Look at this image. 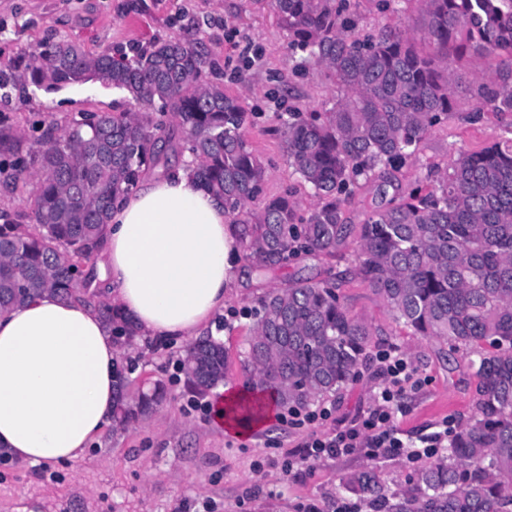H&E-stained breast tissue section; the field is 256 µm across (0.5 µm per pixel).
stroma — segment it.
I'll list each match as a JSON object with an SVG mask.
<instances>
[{"label": "stroma", "mask_w": 512, "mask_h": 512, "mask_svg": "<svg viewBox=\"0 0 512 512\" xmlns=\"http://www.w3.org/2000/svg\"><path fill=\"white\" fill-rule=\"evenodd\" d=\"M169 37L200 43L208 57L205 81L224 84L253 114L246 139L264 164L266 194L292 191L298 214L308 216L317 200L288 165L284 125L290 110L326 111L335 91L312 59L289 49L288 33L271 7L261 0H0L2 72L21 73L25 54L61 39L91 54L107 49L130 58ZM134 109L123 92L97 82L52 93L33 86L23 95L0 89V113L10 116L26 148L37 123L61 127L81 112ZM510 122L512 116L492 112L473 123L449 120L426 137L412 162L385 177L400 193H409L427 184L431 167H446L458 151L484 147ZM356 247V235H349L334 257L303 256L273 276L242 266V285L225 300L224 313L212 319V335L230 357L225 382L248 392L252 380L242 360L254 321L240 317L239 309L298 278L340 279L345 306L374 336L357 380L323 399L332 410L328 420L287 429L272 409L260 429L236 436L214 415L188 409L192 392L186 377H175L173 369L186 341L159 343L138 336L121 342L120 362L134 387L162 386V404L128 428L105 427L79 462L0 461V512H307L311 505L318 512H384L348 493L343 477L371 470L386 493H402L415 487L424 460L374 458L363 448L310 459L305 443L367 417L381 382L379 350L399 349L417 373L418 387L409 391L393 420L398 438L407 444L421 445L444 420L465 424L477 380L468 355L395 321L386 301L358 276ZM287 459L295 462L289 472L283 468Z\"/></svg>", "instance_id": "obj_1"}]
</instances>
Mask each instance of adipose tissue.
I'll return each instance as SVG.
<instances>
[{"instance_id": "adipose-tissue-1", "label": "adipose tissue", "mask_w": 512, "mask_h": 512, "mask_svg": "<svg viewBox=\"0 0 512 512\" xmlns=\"http://www.w3.org/2000/svg\"><path fill=\"white\" fill-rule=\"evenodd\" d=\"M223 204L189 169L115 203L90 291L107 290L140 334L197 335L239 276ZM120 350L97 310L46 294L0 312V447L33 464L81 459L112 421Z\"/></svg>"}]
</instances>
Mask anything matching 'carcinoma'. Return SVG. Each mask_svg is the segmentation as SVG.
Segmentation results:
<instances>
[{"mask_svg": "<svg viewBox=\"0 0 512 512\" xmlns=\"http://www.w3.org/2000/svg\"><path fill=\"white\" fill-rule=\"evenodd\" d=\"M336 88L324 115L288 113V163L318 206L305 220L288 195L264 194L265 168L249 148L242 100L203 81L204 53L189 40L158 39L134 60L89 54L59 40L30 53L21 77L47 92L89 81L125 92L139 112H90L56 133L49 124L18 153L11 118L0 113L6 182L29 193L26 210H0V308L44 293L94 306L119 336L137 327L88 292L93 259L112 205L142 174L162 165L166 130L154 107L176 119L188 167L224 202L254 271L274 273L300 254L333 256L353 227L343 222L349 187L413 158L432 130L456 113L455 96L484 112L512 113V0H415L407 29L359 35L350 0H263ZM491 63L497 81L460 82L464 58ZM354 261L395 320L414 334L478 355L469 422L448 455L419 471L410 492L384 493L376 475H348L345 489L385 512H512V128L478 151H459L431 188L392 198L366 215ZM247 366L272 400L304 407L357 379L373 331L352 315L336 283L300 279L266 292ZM191 388L224 383L229 357L207 335L182 361ZM162 400L118 373L112 426L126 428Z\"/></svg>", "mask_w": 512, "mask_h": 512, "instance_id": "carcinoma-1", "label": "carcinoma"}]
</instances>
